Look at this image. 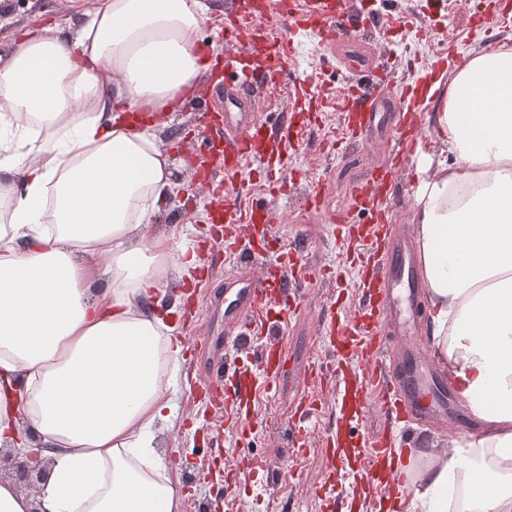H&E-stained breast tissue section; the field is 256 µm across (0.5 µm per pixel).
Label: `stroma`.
Returning a JSON list of instances; mask_svg holds the SVG:
<instances>
[{"label":"stroma","mask_w":512,"mask_h":512,"mask_svg":"<svg viewBox=\"0 0 512 512\" xmlns=\"http://www.w3.org/2000/svg\"><path fill=\"white\" fill-rule=\"evenodd\" d=\"M93 3L0 0V54L10 51L13 41L24 32L67 24L90 10ZM364 8L385 23L384 30L370 32L376 47L373 63L397 83L415 79L442 55L448 58V69L437 78L447 81L449 72L464 64L470 50L512 44V0H450L445 12L433 14L426 11L422 0H365ZM296 70L307 92L323 98L335 95L349 78L315 33L300 37ZM388 110L378 130L354 145L345 142L340 112L329 107L319 113L310 133L293 140L288 148L291 160L283 173L288 180L287 195L272 197L270 182L253 159L228 180V200L239 212H249L258 203L270 204L277 235L297 250L300 264L312 273L298 292L300 313L281 336L290 354L289 370L273 387L257 386L245 423H233L196 400L198 374L187 359L197 337L208 330L213 333L215 354H223V307L207 303L189 307L184 299L186 281L176 273L171 274L165 295L146 300V307L170 310L174 334L182 345L183 355L172 376L177 410L172 422L159 428L155 441L181 497L180 512H327L319 490L330 476H337L341 488L350 490L346 471L331 469L324 454L328 433L336 425L335 383L328 378L312 381L309 372L312 362L330 358L317 335L321 315L349 314L357 308L360 274L326 238L322 225L331 216L353 211L357 188L399 146L403 112L418 113L422 124L418 137L406 149L393 185L391 223L410 227L422 156L440 148L434 103L395 96L389 100ZM165 123L167 128L182 130L181 135L161 141L180 175L179 199L144 225L143 233L149 238L160 234L178 237L190 225L194 233L189 243L198 246L205 242L211 205L199 185L202 163L210 158L209 120L187 102L166 117ZM316 185L322 189V200L319 210L312 213L306 203ZM307 390L317 405L309 435L310 452L298 461L288 423L297 398ZM475 427L461 400H454L448 406L446 429L420 432L411 449L447 447L451 440L473 434ZM411 449L402 450V457H409ZM245 457L267 462L270 471L278 473V480L259 482L241 472L235 486H226V470Z\"/></svg>","instance_id":"1"}]
</instances>
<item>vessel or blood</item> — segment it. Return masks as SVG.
I'll list each match as a JSON object with an SVG mask.
<instances>
[{
  "mask_svg": "<svg viewBox=\"0 0 512 512\" xmlns=\"http://www.w3.org/2000/svg\"><path fill=\"white\" fill-rule=\"evenodd\" d=\"M224 12L234 41L247 47L260 64L239 69L231 56L224 63L225 69L234 72L233 78L224 81V100L232 110L225 113L224 126L216 131L224 142L222 154L214 159L216 169L232 171L242 158L254 154L267 155L272 170L285 169L288 155L279 145L289 139L292 129L285 123L271 125L267 117L251 111L249 92L261 86L287 89L293 97L300 94V86L282 83L297 57L290 36L295 29L327 35L332 55L353 73L341 94V108L348 115L352 135L366 134L375 126L391 89L382 77L363 80L356 76L367 66L374 48L361 35L355 0H257L250 9L242 0H226ZM271 16L282 23L283 36L269 34L267 19ZM393 175V168L379 167L356 192V207L370 214L371 224L354 260L368 272L359 306L331 342L341 375L336 409L345 427L354 426L373 402L387 424L372 437L354 441L346 438L344 427L333 437L331 455L357 458L360 465L350 472L353 483L385 485L389 498L399 502L409 494L411 483L392 454L393 437L408 433L412 423L441 416L448 395L425 368L421 338L407 319L421 303L423 283L410 239L399 225L386 219V186ZM270 215L268 206L253 209L240 231L236 210L224 209V347L235 352L248 338L267 336L288 325L299 312L291 290L308 272L288 263V249L277 245ZM288 362V351L279 344L242 359L233 366L229 397L244 400L257 377L283 376Z\"/></svg>",
  "mask_w": 512,
  "mask_h": 512,
  "instance_id": "obj_1",
  "label": "vessel or blood"
}]
</instances>
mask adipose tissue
Listing matches in <instances>:
<instances>
[{
  "label": "adipose tissue",
  "mask_w": 512,
  "mask_h": 512,
  "mask_svg": "<svg viewBox=\"0 0 512 512\" xmlns=\"http://www.w3.org/2000/svg\"><path fill=\"white\" fill-rule=\"evenodd\" d=\"M209 20L95 0L0 65V443L51 457L43 512H179L154 438L181 346L140 302L201 256L141 229L174 189L157 120L197 88ZM434 119L448 157L424 158L414 236L432 355L479 430L408 458L409 512H512V45L470 51Z\"/></svg>",
  "instance_id": "adipose-tissue-1"
}]
</instances>
